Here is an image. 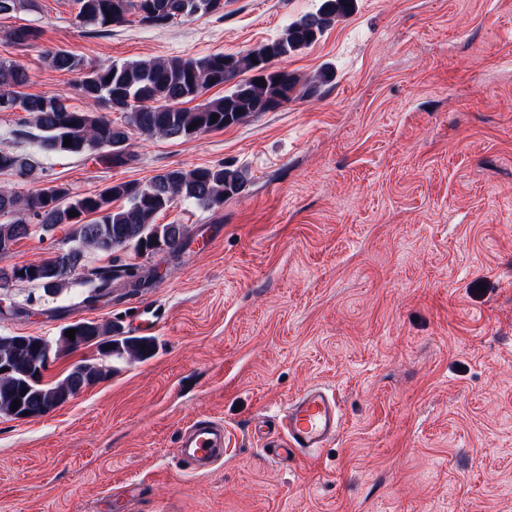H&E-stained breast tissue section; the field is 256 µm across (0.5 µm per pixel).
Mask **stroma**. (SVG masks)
Instances as JSON below:
<instances>
[{"instance_id":"1","label":"stroma","mask_w":512,"mask_h":512,"mask_svg":"<svg viewBox=\"0 0 512 512\" xmlns=\"http://www.w3.org/2000/svg\"><path fill=\"white\" fill-rule=\"evenodd\" d=\"M321 0H224L166 27L97 34L75 0L0 15V59L31 95L86 110L75 74L44 68L61 48L90 64L245 53ZM309 48L275 68L331 83L273 112L190 139L133 135L107 167L34 150L17 112L0 149L32 155L40 183L92 194L172 168L245 170L223 207L187 203L158 218L186 226L180 252L121 254L148 287L86 307L88 254L59 296L0 289L23 314L0 334L55 340L81 319L149 337L142 360L53 412L0 414V512H512V0H354ZM39 31L34 46L11 32ZM65 228L20 241L0 268L37 264ZM334 392L340 429L316 457L271 459L249 431L277 423L311 386ZM222 421L230 446L209 471L178 460L187 423Z\"/></svg>"}]
</instances>
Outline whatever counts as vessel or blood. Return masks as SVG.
Segmentation results:
<instances>
[{"instance_id": "1", "label": "vessel or blood", "mask_w": 512, "mask_h": 512, "mask_svg": "<svg viewBox=\"0 0 512 512\" xmlns=\"http://www.w3.org/2000/svg\"><path fill=\"white\" fill-rule=\"evenodd\" d=\"M338 421L335 395L315 387L289 401L276 432H269L262 422L255 424L254 431L278 459L285 460L326 447L336 435ZM225 445L223 424L203 416L182 429L177 452L181 460L205 468L223 458Z\"/></svg>"}]
</instances>
